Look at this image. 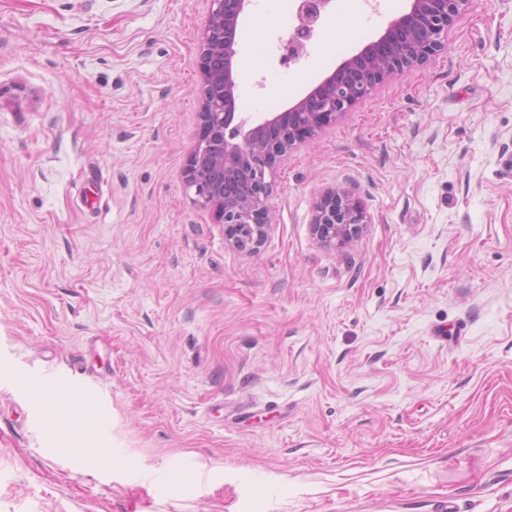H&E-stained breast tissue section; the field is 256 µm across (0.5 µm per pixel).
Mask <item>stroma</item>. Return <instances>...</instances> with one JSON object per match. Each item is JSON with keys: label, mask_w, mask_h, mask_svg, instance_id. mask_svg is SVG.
<instances>
[{"label": "stroma", "mask_w": 512, "mask_h": 512, "mask_svg": "<svg viewBox=\"0 0 512 512\" xmlns=\"http://www.w3.org/2000/svg\"><path fill=\"white\" fill-rule=\"evenodd\" d=\"M408 7L341 0L285 64L283 0H250L238 111ZM211 9L0 0V512H512V0L294 146L253 252L184 179ZM335 189L368 217L342 250L312 230Z\"/></svg>", "instance_id": "1"}]
</instances>
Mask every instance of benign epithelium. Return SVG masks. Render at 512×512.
Returning a JSON list of instances; mask_svg holds the SVG:
<instances>
[{"label":"benign epithelium","mask_w":512,"mask_h":512,"mask_svg":"<svg viewBox=\"0 0 512 512\" xmlns=\"http://www.w3.org/2000/svg\"><path fill=\"white\" fill-rule=\"evenodd\" d=\"M249 0H212L199 68L203 76L200 132L185 170L198 201L224 224V239L245 252L266 239L273 214L269 200L277 169L297 143L350 111L392 74L438 54L468 0H410L373 44L344 60L289 109L252 122L238 115L232 60L236 31ZM331 0H303L300 24L284 43L282 62L301 58ZM367 215L347 191H328L314 203L312 224L326 247L343 248L361 233Z\"/></svg>","instance_id":"obj_1"}]
</instances>
